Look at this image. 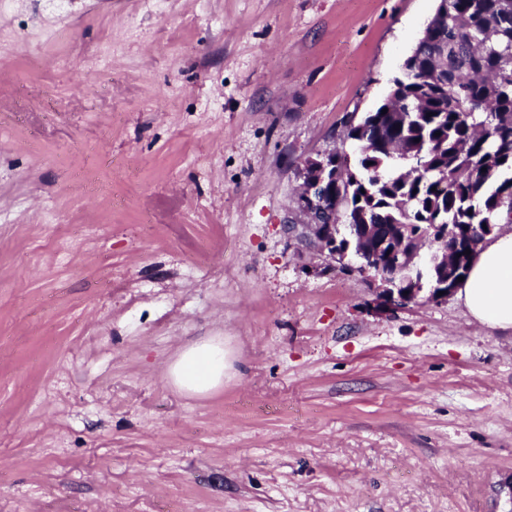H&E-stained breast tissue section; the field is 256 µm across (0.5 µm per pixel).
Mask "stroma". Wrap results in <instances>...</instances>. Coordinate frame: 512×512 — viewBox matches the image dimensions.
Returning <instances> with one entry per match:
<instances>
[{"instance_id": "1", "label": "stroma", "mask_w": 512, "mask_h": 512, "mask_svg": "<svg viewBox=\"0 0 512 512\" xmlns=\"http://www.w3.org/2000/svg\"><path fill=\"white\" fill-rule=\"evenodd\" d=\"M436 6L0 0V512H512V332L284 232ZM224 369V343L208 337L186 344L167 375L180 392L204 396L224 385Z\"/></svg>"}]
</instances>
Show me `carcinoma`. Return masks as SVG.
Wrapping results in <instances>:
<instances>
[{
	"label": "carcinoma",
	"instance_id": "cac0c4a2",
	"mask_svg": "<svg viewBox=\"0 0 512 512\" xmlns=\"http://www.w3.org/2000/svg\"><path fill=\"white\" fill-rule=\"evenodd\" d=\"M440 10L387 100L346 126L358 153L330 152L339 175L321 201L349 238L363 224H402L429 243L431 225L449 226L456 279L472 226L512 223V7L442 0Z\"/></svg>",
	"mask_w": 512,
	"mask_h": 512
}]
</instances>
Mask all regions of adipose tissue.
<instances>
[{
    "instance_id": "adipose-tissue-1",
    "label": "adipose tissue",
    "mask_w": 512,
    "mask_h": 512,
    "mask_svg": "<svg viewBox=\"0 0 512 512\" xmlns=\"http://www.w3.org/2000/svg\"><path fill=\"white\" fill-rule=\"evenodd\" d=\"M456 297L481 324L512 330V230L490 239L472 261ZM224 346L208 337L186 344L168 368L180 392L204 396L224 384Z\"/></svg>"
}]
</instances>
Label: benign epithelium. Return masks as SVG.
Instances as JSON below:
<instances>
[{
	"mask_svg": "<svg viewBox=\"0 0 512 512\" xmlns=\"http://www.w3.org/2000/svg\"><path fill=\"white\" fill-rule=\"evenodd\" d=\"M303 170L311 171L304 178L303 190L298 198L299 209L307 216L305 224H286L285 233L301 242L306 250L314 256H326L342 267L349 266L346 262L349 251L355 249L352 241L343 243L336 238L333 225L322 224L318 221V200L326 185L336 180V164H330L326 157L319 155L305 160ZM396 267L401 269L402 276H389L383 272V264L380 262L364 265L363 271L374 272V280L378 281L376 288L378 305L392 307L405 305L415 301L422 289L417 287L421 283L422 270L412 261L410 263L396 262Z\"/></svg>",
	"mask_w": 512,
	"mask_h": 512,
	"instance_id": "1",
	"label": "benign epithelium"
}]
</instances>
